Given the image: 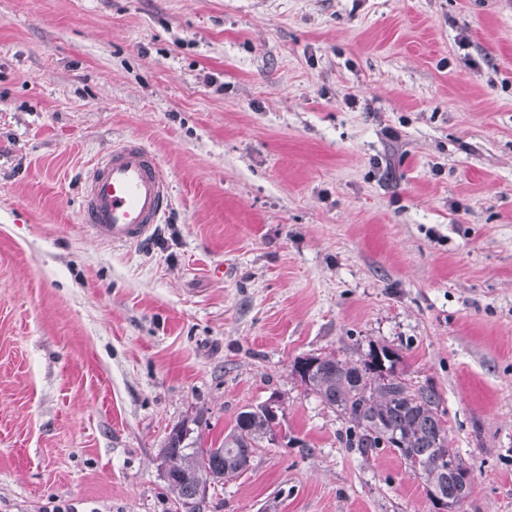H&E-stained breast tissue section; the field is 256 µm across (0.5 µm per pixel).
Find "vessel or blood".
I'll return each mask as SVG.
<instances>
[{"label":"vessel or blood","instance_id":"vessel-or-blood-1","mask_svg":"<svg viewBox=\"0 0 512 512\" xmlns=\"http://www.w3.org/2000/svg\"><path fill=\"white\" fill-rule=\"evenodd\" d=\"M169 204V183L159 160L130 140L101 155L89 171L80 218L103 242L127 244L147 236Z\"/></svg>","mask_w":512,"mask_h":512}]
</instances>
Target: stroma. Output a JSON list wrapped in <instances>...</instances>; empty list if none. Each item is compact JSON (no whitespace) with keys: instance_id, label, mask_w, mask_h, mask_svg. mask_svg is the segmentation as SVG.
<instances>
[{"instance_id":"35a3bbf8","label":"stroma","mask_w":512,"mask_h":512,"mask_svg":"<svg viewBox=\"0 0 512 512\" xmlns=\"http://www.w3.org/2000/svg\"><path fill=\"white\" fill-rule=\"evenodd\" d=\"M132 139L171 204L106 245ZM371 342L438 390L456 512H512V0H0V512H176L172 428L272 396L196 512H436L293 373ZM81 194V223L113 245L147 236L170 204L169 183L159 160L136 140L101 155Z\"/></svg>"}]
</instances>
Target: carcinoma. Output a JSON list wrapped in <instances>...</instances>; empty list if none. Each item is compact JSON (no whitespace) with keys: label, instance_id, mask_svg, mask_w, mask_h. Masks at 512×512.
Returning a JSON list of instances; mask_svg holds the SVG:
<instances>
[{"label":"carcinoma","instance_id":"cac0c4a2","mask_svg":"<svg viewBox=\"0 0 512 512\" xmlns=\"http://www.w3.org/2000/svg\"><path fill=\"white\" fill-rule=\"evenodd\" d=\"M400 363L395 349L370 342L341 357H302L294 362L293 373L343 420L340 439L346 447L365 453L394 449L435 489L433 507L452 510L463 489L470 488L469 470L462 461L455 469L447 467L445 456L460 455L448 444L440 394L432 384L409 378ZM279 425L275 412L262 403L242 411L216 448L203 447L200 437H191L186 428L170 435L161 451V468L168 473L175 502L195 512L199 487L244 472L259 449L273 444Z\"/></svg>","mask_w":512,"mask_h":512}]
</instances>
